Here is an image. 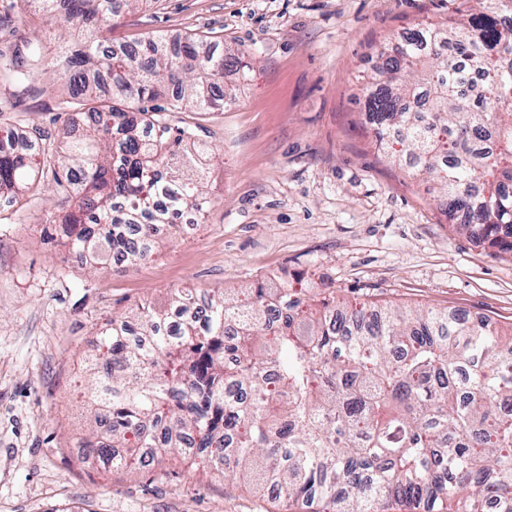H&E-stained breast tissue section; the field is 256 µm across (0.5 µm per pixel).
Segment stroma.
I'll return each mask as SVG.
<instances>
[{
    "instance_id": "35a3bbf8",
    "label": "stroma",
    "mask_w": 512,
    "mask_h": 512,
    "mask_svg": "<svg viewBox=\"0 0 512 512\" xmlns=\"http://www.w3.org/2000/svg\"><path fill=\"white\" fill-rule=\"evenodd\" d=\"M463 0H144L114 21L113 45L211 36L248 62L224 76L233 102L171 112L209 150V203L178 236L159 230L145 264L91 269L59 235L65 212L35 196L0 201V512H279L238 484L172 462L168 478L126 477L79 446L75 395L113 313L194 288H246L285 272L337 295L484 316L512 330V256L457 233L439 185L379 151L363 88L380 51ZM0 123L48 151L75 115L0 83Z\"/></svg>"
}]
</instances>
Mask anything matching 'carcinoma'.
I'll use <instances>...</instances> for the list:
<instances>
[{
    "label": "carcinoma",
    "mask_w": 512,
    "mask_h": 512,
    "mask_svg": "<svg viewBox=\"0 0 512 512\" xmlns=\"http://www.w3.org/2000/svg\"><path fill=\"white\" fill-rule=\"evenodd\" d=\"M141 0H17L77 39L52 57L35 34L7 54L0 80L57 93L60 112H86L79 138L61 129L63 155L0 126V198L21 210L46 177L68 244L144 263L157 225L180 232L208 203L197 158L206 152L169 108L231 100L224 72L240 57L203 52L208 41L152 37L104 45L110 22ZM447 25L424 23L380 52L365 90L375 141L391 137L444 189L445 213L476 242L512 255V0ZM56 76L45 86L46 70ZM476 72L484 98L463 81ZM112 84V92L105 90ZM164 99L165 107L157 104ZM84 397L81 447L114 470L164 479V460L231 477L283 502L321 501L331 512H382L395 500L430 512H512V339L486 317L340 301L308 277L261 280L198 302L178 290L99 329Z\"/></svg>",
    "instance_id": "cac0c4a2"
}]
</instances>
